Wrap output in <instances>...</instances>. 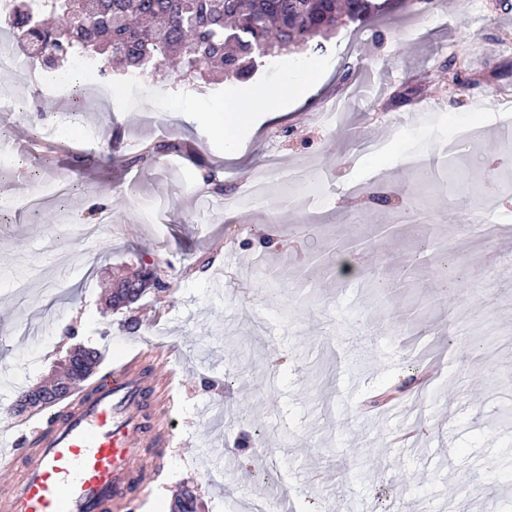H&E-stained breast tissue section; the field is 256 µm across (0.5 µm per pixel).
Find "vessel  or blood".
Segmentation results:
<instances>
[{
    "label": "vessel or blood",
    "mask_w": 512,
    "mask_h": 512,
    "mask_svg": "<svg viewBox=\"0 0 512 512\" xmlns=\"http://www.w3.org/2000/svg\"><path fill=\"white\" fill-rule=\"evenodd\" d=\"M178 395L176 366L145 342L85 392L23 414L31 451L0 448V471L15 476L7 512H123L146 487L150 446L173 443L166 419Z\"/></svg>",
    "instance_id": "vessel-or-blood-1"
}]
</instances>
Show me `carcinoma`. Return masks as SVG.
Listing matches in <instances>:
<instances>
[{"label": "carcinoma", "instance_id": "carcinoma-1", "mask_svg": "<svg viewBox=\"0 0 512 512\" xmlns=\"http://www.w3.org/2000/svg\"><path fill=\"white\" fill-rule=\"evenodd\" d=\"M389 0H10L0 26V39L27 46L29 57L46 69L66 59L84 58L101 76L145 77L174 61L171 84L192 83L214 89L231 79H246L257 60L310 50L322 53L342 20L350 23L382 15ZM177 148L175 142L153 143L123 163L135 166ZM439 261L432 245L423 242L411 265L430 267ZM124 287L110 295L118 308L137 301L146 290L165 293L169 284L152 267L124 277ZM94 348L69 351L66 375L77 374L68 391L79 387L95 370ZM47 389L21 394L28 409L45 405ZM169 512H197L196 497L185 489Z\"/></svg>", "mask_w": 512, "mask_h": 512}]
</instances>
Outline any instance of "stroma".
I'll use <instances>...</instances> for the list:
<instances>
[{
	"mask_svg": "<svg viewBox=\"0 0 512 512\" xmlns=\"http://www.w3.org/2000/svg\"><path fill=\"white\" fill-rule=\"evenodd\" d=\"M435 2L421 12L392 0L387 19L337 28L326 54L284 56L247 82L162 107L161 74L143 92L75 103L0 73V88L22 105L0 112V132L74 146L0 167V199L11 203L0 211V428L19 435V390L56 377L70 347L112 361L144 339L179 361L183 383L170 415L175 446L126 512H169L186 488L199 512H254L268 500L277 512H512V223L476 241L444 220L451 207L471 220L489 203L512 210V184L483 167L512 102V0H481L477 12L470 0ZM311 63L320 80L309 95L247 121L227 156L210 128L220 105L248 106L255 87ZM452 66L467 88H449ZM332 100L341 111L328 129L319 116ZM421 107L433 133L415 148L404 130ZM466 120L481 128L468 159L430 172ZM170 139L183 142L182 154L135 167L98 162L132 141ZM369 140L382 152L363 153ZM273 152L286 174L264 205L225 213L204 165L241 182ZM301 169L321 172L323 199L296 193ZM382 176L389 195L417 188L430 219L351 205L354 188ZM57 181L65 196L28 209L23 190ZM146 203L163 207L155 223L143 220ZM93 210L112 216L94 249L80 234ZM431 235L464 254L466 290L448 308L423 302L432 268L402 272ZM351 238L374 242L378 265L402 287L378 296L360 275L338 271L316 292L298 287L309 258L335 262V244ZM145 264L170 285L164 304L149 290L108 308L113 277ZM221 269L231 276L217 289ZM131 315L140 321L133 335L123 326ZM472 338L491 358L469 356ZM462 366L490 379L481 407L457 378ZM420 367L431 372L422 390L409 382ZM389 386L400 389L394 401L365 408ZM404 429L417 442L390 446L389 434Z\"/></svg>",
	"mask_w": 512,
	"mask_h": 512,
	"instance_id": "35a3bbf8",
	"label": "stroma"
}]
</instances>
